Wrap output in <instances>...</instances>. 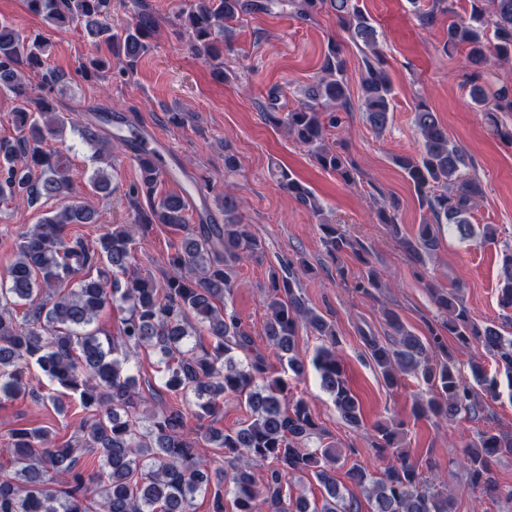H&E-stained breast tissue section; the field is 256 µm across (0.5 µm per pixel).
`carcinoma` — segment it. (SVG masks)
I'll use <instances>...</instances> for the list:
<instances>
[{
  "instance_id": "carcinoma-1",
  "label": "carcinoma",
  "mask_w": 512,
  "mask_h": 512,
  "mask_svg": "<svg viewBox=\"0 0 512 512\" xmlns=\"http://www.w3.org/2000/svg\"><path fill=\"white\" fill-rule=\"evenodd\" d=\"M302 13L317 11L329 3L343 27L366 47L362 64L361 108L372 128L380 133L392 119L393 85L376 50L377 30L372 18L352 0H299ZM466 20L448 23L444 50L466 49L471 70L469 96L485 112L495 133L512 142V130L498 124L497 113L512 112V93L502 87L489 92L481 79L490 57L512 60V0H469ZM271 0H196L184 13L189 31L187 47L208 63L214 75L224 73L222 37L240 15L269 8ZM28 9L56 27L80 25L87 35L111 47V53L132 68L148 51V39L158 21L143 9L127 28L122 40L112 34L111 0H26ZM50 43L43 37H22L13 25L0 22V92L19 101L13 112L16 135L0 139V203L65 196L72 171L64 156L46 148L48 138L60 133L64 120L48 95L60 81L45 66ZM41 75L35 97L24 72ZM323 76L306 93V100L285 116L270 108L268 122L284 126L304 145L316 162L349 183L358 170L344 154L324 144L326 127L338 123L324 103L345 107L349 91L341 49L332 45L324 55ZM112 72V61L96 57L86 75L101 80ZM415 126L422 147L415 156L397 155L393 163L413 184L428 208L430 218L407 235L395 222L391 201L378 212L393 239L416 265L423 266L439 247L443 226L460 238L477 235L468 215L484 197L481 182L462 172L466 167L460 147L435 112L420 102L415 107ZM139 179L130 184L128 199L133 218L114 224L90 245L67 235L71 224H94L97 213L88 204H74L22 236L17 258L0 279V399L29 396L37 401L59 398L44 394L33 384L30 366H37L63 389L78 395L86 409L98 411L77 432L76 444H53L45 428L12 430L0 453L9 458L13 471L0 475V512H193L195 495L215 480L212 512H225L224 497H231L233 512H354L334 474L340 452L335 448H310L318 434L307 403H288L287 385L265 376V364L257 354L243 360L252 339L236 316L226 312L224 300L233 288L232 273L244 259L262 250L249 225L241 222L234 196L224 193V223L199 224L173 247L167 262L174 274L159 282L149 274L130 273L136 237L156 224L181 227L187 223L188 200L179 194L159 193L163 173L153 164L137 160ZM37 176H32V173ZM279 185L319 219L322 244L334 260L356 251L354 241L339 224L320 219V200L288 170H277ZM485 245L497 241L496 228L482 226ZM305 261H289L282 273H272L268 317L263 333L270 346L285 358L296 375L305 364L296 354L299 323L322 337L313 358L322 388L350 424H359L360 402L349 388L336 356L339 343L335 325L307 306L299 294ZM67 283L69 288H61ZM381 288L374 269L356 281L354 289L373 297ZM441 312L437 330L420 336L407 327L392 309H384L392 339L363 336L370 357L389 387L399 374L422 378L433 390L430 399L414 404L418 417L453 420L460 414L477 417L488 404L456 370L450 359H437L444 335L460 344L476 343L512 380V315L501 324L472 319L461 289L433 292ZM500 305L512 310V252L502 258ZM117 304L126 315L115 336L100 339L93 328L100 310ZM25 305L22 316L14 307ZM511 331H506V328ZM211 338L210 346L198 337ZM144 350L157 356L164 387L193 406L196 423L188 424L180 408L145 416L136 379L131 374L127 350ZM234 396L244 404L248 422L233 430L212 427L209 419ZM403 423H379L373 429L374 448L390 453L392 462L374 477L355 464L347 477L366 488L372 512H453L454 501L443 484L423 476L403 448ZM224 449V469L212 467L197 453L200 442ZM98 454L99 470L84 475L79 452ZM512 456V432L483 430L467 445L464 466L469 484L491 500L502 491L492 474V463ZM312 476L323 488L322 499L309 502L306 494H293V478Z\"/></svg>"
}]
</instances>
